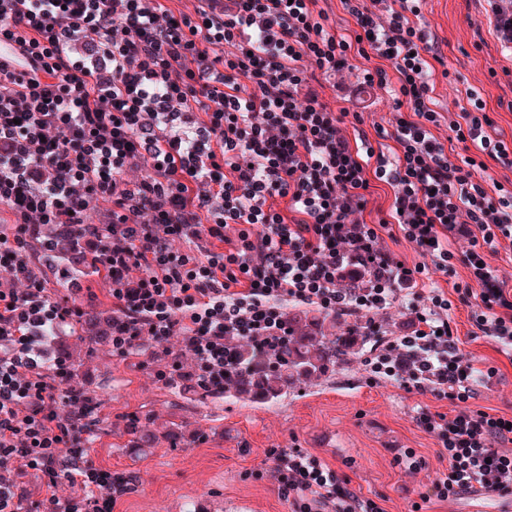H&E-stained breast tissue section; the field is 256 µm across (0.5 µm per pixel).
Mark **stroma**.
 Instances as JSON below:
<instances>
[{
	"label": "stroma",
	"mask_w": 512,
	"mask_h": 512,
	"mask_svg": "<svg viewBox=\"0 0 512 512\" xmlns=\"http://www.w3.org/2000/svg\"><path fill=\"white\" fill-rule=\"evenodd\" d=\"M421 9L443 55L432 76L439 113L434 134L447 139L450 122L476 97L485 102L502 139L512 143V49L500 41L486 0H422ZM452 84L460 90L453 106L448 103ZM449 318L461 351L486 372L468 408L512 417V360L493 342L473 336L469 307L454 304ZM60 336V343L44 345L49 359L68 350L77 365L69 387L102 403L104 430L87 453L89 464L136 478L117 496L112 512H187L192 505L198 512H292L277 481L265 473L264 460L266 449L294 446L347 476L360 499L378 503L384 512H501L512 502L498 494L421 502L437 473L446 470L448 457L417 417L425 409L450 414L455 407L429 393L406 392L392 378L371 379L363 361L313 380L274 405L223 401L205 407L169 394L158 378L171 363L190 367L192 357L180 336L146 356L141 371L106 345L86 354L70 328L61 329ZM135 412L150 416L153 431L183 422L206 438L187 448L134 452L126 446L124 429L127 415ZM408 450L421 459L418 470L395 464L396 455ZM258 469L264 475L257 480Z\"/></svg>",
	"instance_id": "35a3bbf8"
}]
</instances>
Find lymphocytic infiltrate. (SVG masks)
Segmentation results:
<instances>
[{"instance_id": "1", "label": "lymphocytic infiltrate", "mask_w": 512, "mask_h": 512, "mask_svg": "<svg viewBox=\"0 0 512 512\" xmlns=\"http://www.w3.org/2000/svg\"><path fill=\"white\" fill-rule=\"evenodd\" d=\"M317 3L198 0L186 13L162 0H0V39L12 45L0 56V205L14 217L0 225V268L11 276L0 282V469L22 460L39 473L40 512H111L121 490L96 470L59 466L83 434L59 415L77 394L64 385V361L48 365L38 343L82 308L48 285L31 245L42 224L92 227L112 298L113 353L126 358L181 331L192 375L208 386L224 382L229 339L286 335L283 302L368 325L373 310L410 297V331L376 365L405 391L458 406L452 416L417 417L448 454L427 498L512 493V454L499 449L512 443V423L467 408L479 370L457 346L453 301L416 281L453 275L448 241L470 238L457 301L473 304L476 329L512 357V289L487 261L512 242V195L490 192L481 176L491 162L512 170V147L478 100L450 126L475 156L452 161L433 134L439 51L420 0H392L383 22L369 0H343L354 20L347 39ZM79 42L97 61L74 56ZM354 54L380 61L362 71L355 112L311 87L349 68ZM191 58L205 69L189 68ZM377 88L394 113L386 154L366 133H344ZM139 157L149 175L125 181ZM376 180L393 198L387 217L370 224ZM93 199L105 211L91 226ZM389 227L425 263L408 267L380 247ZM266 457L293 512H382L316 455L270 448ZM62 478L72 487L64 498L54 492Z\"/></svg>"}]
</instances>
